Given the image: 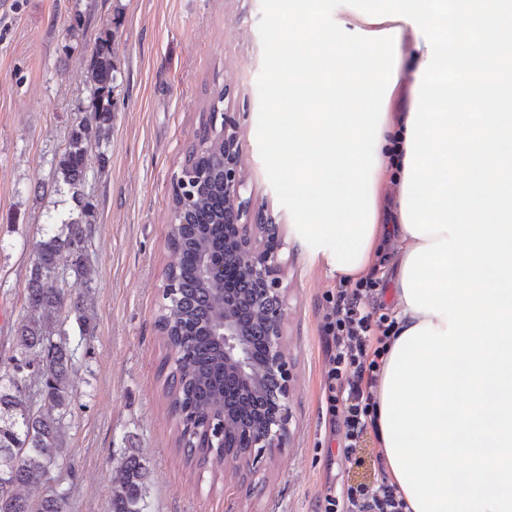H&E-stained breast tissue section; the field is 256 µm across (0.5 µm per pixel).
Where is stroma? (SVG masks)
<instances>
[{
  "mask_svg": "<svg viewBox=\"0 0 512 512\" xmlns=\"http://www.w3.org/2000/svg\"><path fill=\"white\" fill-rule=\"evenodd\" d=\"M278 0H0V360L15 355L27 313L32 246L51 215L75 211L51 191L69 131L92 110L86 80L104 35L121 72L105 162L91 160L89 332L71 375L64 449L30 501L69 494V512H107L110 475L126 449L147 463L150 512H317L351 467L321 413V318L337 280L313 256L305 219L270 157L281 112L269 93ZM239 123L246 196L280 227L288 354V446L248 472L186 462L163 396L157 327L172 180L206 120L212 92Z\"/></svg>",
  "mask_w": 512,
  "mask_h": 512,
  "instance_id": "stroma-1",
  "label": "stroma"
}]
</instances>
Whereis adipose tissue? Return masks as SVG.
Returning <instances> with one entry per match:
<instances>
[{
  "label": "adipose tissue",
  "instance_id": "obj_1",
  "mask_svg": "<svg viewBox=\"0 0 512 512\" xmlns=\"http://www.w3.org/2000/svg\"><path fill=\"white\" fill-rule=\"evenodd\" d=\"M317 5L271 20L289 48L270 93L294 117L271 153L336 277L396 241L386 480L406 512H512V0H336L335 29L297 43Z\"/></svg>",
  "mask_w": 512,
  "mask_h": 512
}]
</instances>
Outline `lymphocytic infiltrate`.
Here are the masks:
<instances>
[{"mask_svg": "<svg viewBox=\"0 0 512 512\" xmlns=\"http://www.w3.org/2000/svg\"><path fill=\"white\" fill-rule=\"evenodd\" d=\"M377 287L372 276L339 281L326 299L321 320L324 344L322 403L329 422L343 441L351 465L365 462L363 445L377 419L376 387L395 322L368 310ZM406 504L388 483L344 484L326 495L321 512H404Z\"/></svg>", "mask_w": 512, "mask_h": 512, "instance_id": "obj_1", "label": "lymphocytic infiltrate"}]
</instances>
